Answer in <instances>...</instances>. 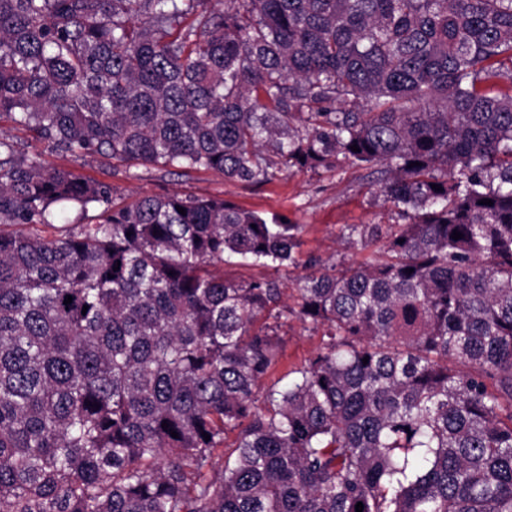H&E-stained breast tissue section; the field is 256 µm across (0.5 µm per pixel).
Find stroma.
I'll return each instance as SVG.
<instances>
[{
    "instance_id": "stroma-1",
    "label": "stroma",
    "mask_w": 512,
    "mask_h": 512,
    "mask_svg": "<svg viewBox=\"0 0 512 512\" xmlns=\"http://www.w3.org/2000/svg\"><path fill=\"white\" fill-rule=\"evenodd\" d=\"M46 166L63 162L56 153L38 146ZM70 168L111 184L117 201H131L142 192L177 191L198 196L218 195L236 205L267 213H282L302 227L301 259L336 256L344 265L364 260L366 249L346 248L336 241L339 228L345 224H396L400 218L391 204L377 198V175L373 168L347 164L340 169H303L283 173L268 184L244 186L225 181L212 172H170L159 166H141L130 171L101 168L98 162L73 160ZM304 268L274 269L248 264L225 265V276L239 280L269 278L276 280L285 303H292L297 279ZM283 354L278 366L270 372L269 381H277L289 370L306 364L321 345L322 331L312 324L289 319L283 327Z\"/></svg>"
}]
</instances>
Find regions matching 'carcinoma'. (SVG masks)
I'll use <instances>...</instances> for the list:
<instances>
[{"label": "carcinoma", "mask_w": 512, "mask_h": 512, "mask_svg": "<svg viewBox=\"0 0 512 512\" xmlns=\"http://www.w3.org/2000/svg\"><path fill=\"white\" fill-rule=\"evenodd\" d=\"M3 121L109 169L382 164L404 223L288 305L224 262L296 267L301 225L0 136V512H512V0H0ZM294 317L322 346L268 385Z\"/></svg>", "instance_id": "obj_1"}]
</instances>
